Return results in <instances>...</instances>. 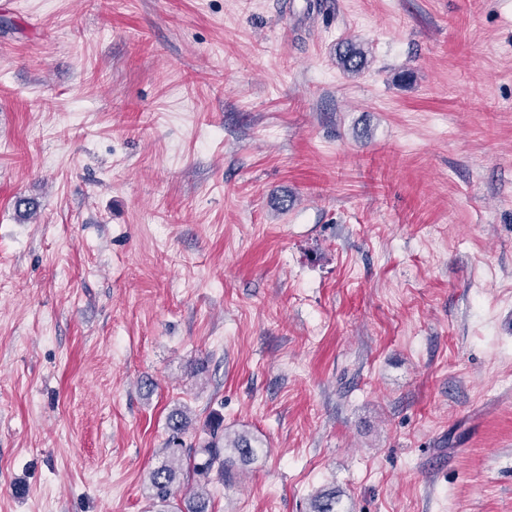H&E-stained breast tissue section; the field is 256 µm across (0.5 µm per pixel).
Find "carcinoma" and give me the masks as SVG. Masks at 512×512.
<instances>
[{"mask_svg": "<svg viewBox=\"0 0 512 512\" xmlns=\"http://www.w3.org/2000/svg\"><path fill=\"white\" fill-rule=\"evenodd\" d=\"M337 65L347 74L360 73L366 63V52L356 43L346 41L336 51ZM186 411L173 410L167 420L168 446L164 460L147 474L149 512H211L212 498L209 484L212 476L219 479L231 475L234 464L247 462L255 454L250 436L230 430L219 415L211 416L208 423L209 438L199 448H188ZM182 497L185 507L174 503ZM312 512H336V494L320 492L313 497Z\"/></svg>", "mask_w": 512, "mask_h": 512, "instance_id": "cac0c4a2", "label": "carcinoma"}]
</instances>
